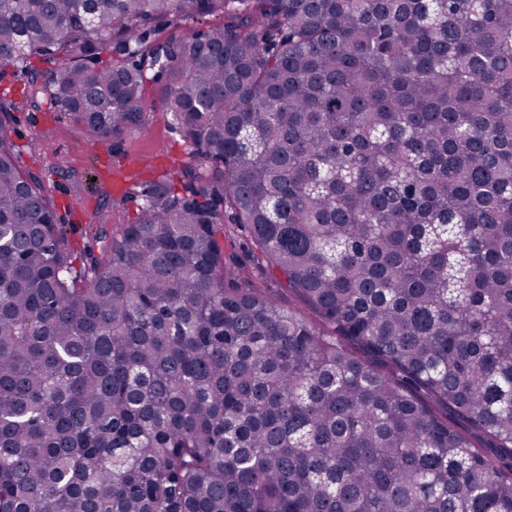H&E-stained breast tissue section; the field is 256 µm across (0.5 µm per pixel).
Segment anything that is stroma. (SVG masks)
Here are the masks:
<instances>
[{
    "label": "stroma",
    "instance_id": "1",
    "mask_svg": "<svg viewBox=\"0 0 512 512\" xmlns=\"http://www.w3.org/2000/svg\"><path fill=\"white\" fill-rule=\"evenodd\" d=\"M223 23L220 14L201 19L162 20L146 31L142 50L147 53L167 39L217 29ZM1 89L18 104L12 112L11 127L19 164L22 169L42 174L74 249H82L87 242L91 225L131 222L144 185L176 176L180 168L194 162L172 129L171 117L163 109L160 90L154 82L146 84L143 127L95 146L84 130L67 122L60 113L27 104V79L15 69L0 70ZM224 255L235 262L236 279L280 297L297 314L310 317L309 308L283 292L263 270L246 229L236 224L225 225Z\"/></svg>",
    "mask_w": 512,
    "mask_h": 512
}]
</instances>
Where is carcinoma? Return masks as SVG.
Here are the masks:
<instances>
[{
  "label": "carcinoma",
  "instance_id": "1",
  "mask_svg": "<svg viewBox=\"0 0 512 512\" xmlns=\"http://www.w3.org/2000/svg\"><path fill=\"white\" fill-rule=\"evenodd\" d=\"M217 12L151 60L197 166L78 255L0 98V512H512V0H0V69L117 138ZM224 16L213 14L201 19H166L148 29L144 35L142 52L149 53L152 48L169 38L186 37L200 30L222 27ZM257 251L252 249L250 236L246 229L238 224L224 225V257L239 266L232 277L245 280L246 286L257 288L265 294L277 296L290 309L304 318H311L309 308L293 296L283 291L280 285L270 277L256 259Z\"/></svg>",
  "mask_w": 512,
  "mask_h": 512
}]
</instances>
